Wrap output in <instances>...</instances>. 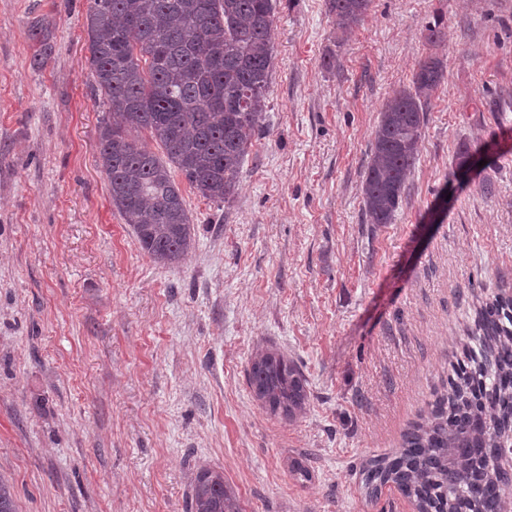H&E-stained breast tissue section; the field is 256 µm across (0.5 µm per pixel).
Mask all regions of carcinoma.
Returning a JSON list of instances; mask_svg holds the SVG:
<instances>
[{
	"label": "carcinoma",
	"mask_w": 512,
	"mask_h": 512,
	"mask_svg": "<svg viewBox=\"0 0 512 512\" xmlns=\"http://www.w3.org/2000/svg\"><path fill=\"white\" fill-rule=\"evenodd\" d=\"M88 51L93 82L107 98L99 153L112 204L155 261L179 263L194 241L182 178L200 197L227 203L240 186L252 136L264 117L272 71L274 0H89ZM371 0H328L336 29L358 26ZM34 64L51 53L48 28L32 26ZM444 76L442 62L422 61L404 89L383 105L362 181L371 224H390L419 156L426 104ZM147 132L163 161L140 143ZM467 146L448 174L462 178L480 162ZM479 355L457 362L448 390L404 435L399 451L362 471L367 494L387 485L419 512H508L512 473L492 467L498 431L512 429V296H486L475 321ZM267 413L295 419L309 398L301 369L280 351L261 348L247 373ZM0 512H17L13 484L0 477ZM190 512H243L224 474L196 472Z\"/></svg>",
	"instance_id": "cac0c4a2"
}]
</instances>
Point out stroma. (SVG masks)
<instances>
[{"instance_id":"obj_1","label":"stroma","mask_w":512,"mask_h":512,"mask_svg":"<svg viewBox=\"0 0 512 512\" xmlns=\"http://www.w3.org/2000/svg\"><path fill=\"white\" fill-rule=\"evenodd\" d=\"M87 10L0 0V475L18 512H186L201 468L245 512H416L390 486L369 498L360 471L477 348L481 298L512 290V0H372L343 38L327 0H277L239 190H185L195 244L176 267L111 203ZM39 22L52 51L36 68ZM429 56L444 78L419 160L394 222L368 223L379 111ZM476 143L483 166L444 194ZM265 347L308 381L295 420L248 385ZM481 146H466L456 156L455 166L448 174L450 180L461 179L463 173L481 160Z\"/></svg>"}]
</instances>
